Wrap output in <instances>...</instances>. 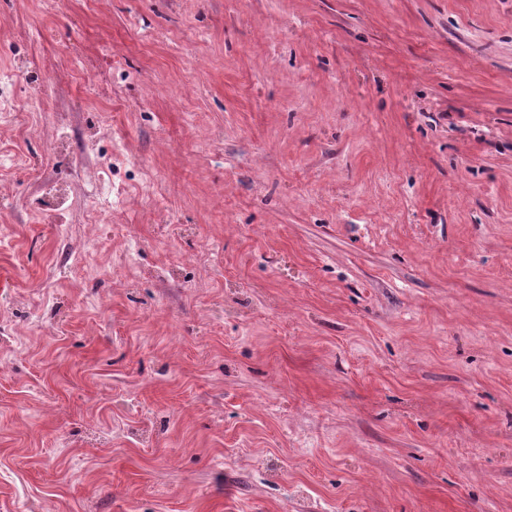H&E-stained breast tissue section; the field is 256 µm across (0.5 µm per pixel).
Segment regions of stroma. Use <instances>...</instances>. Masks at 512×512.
<instances>
[{"instance_id": "stroma-1", "label": "stroma", "mask_w": 512, "mask_h": 512, "mask_svg": "<svg viewBox=\"0 0 512 512\" xmlns=\"http://www.w3.org/2000/svg\"><path fill=\"white\" fill-rule=\"evenodd\" d=\"M0 512H512V0H0Z\"/></svg>"}]
</instances>
